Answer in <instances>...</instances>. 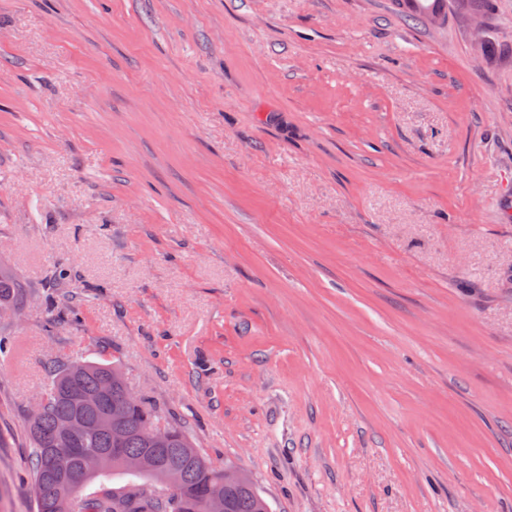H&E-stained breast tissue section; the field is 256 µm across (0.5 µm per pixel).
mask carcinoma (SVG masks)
<instances>
[{"mask_svg":"<svg viewBox=\"0 0 512 512\" xmlns=\"http://www.w3.org/2000/svg\"><path fill=\"white\" fill-rule=\"evenodd\" d=\"M419 15L439 18L448 9V0H410ZM23 289L16 277L0 267V308L13 306ZM48 383L41 393L37 415L28 417L33 493L36 512H205L203 496L207 492H225L228 512H271L267 500L253 482L224 488V470L230 464L208 461L182 429L174 425L177 437L162 454L167 466L140 473V481H128L121 487H108L111 480L126 475L125 459L139 456L145 447L143 428L163 423L157 408L144 396L128 409L120 425L105 422L112 404L121 401L128 390L126 379L115 362H73L65 367L51 360L47 365ZM117 386L95 406L77 405L74 394L97 389L107 375ZM78 416L86 427L71 447L78 452L70 457L74 469L81 468L85 457L97 458V468L79 483L62 488L49 480L53 449L65 447L58 426ZM113 448L122 453L111 452ZM99 488L91 494L84 488L93 482Z\"/></svg>","mask_w":512,"mask_h":512,"instance_id":"cac0c4a2","label":"carcinoma"}]
</instances>
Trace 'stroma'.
<instances>
[{
    "label": "stroma",
    "instance_id": "35a3bbf8",
    "mask_svg": "<svg viewBox=\"0 0 512 512\" xmlns=\"http://www.w3.org/2000/svg\"><path fill=\"white\" fill-rule=\"evenodd\" d=\"M482 18L0 0V512L52 359L119 363L272 512H512V0ZM23 289L16 277L0 267V309L13 306L22 297Z\"/></svg>",
    "mask_w": 512,
    "mask_h": 512
}]
</instances>
